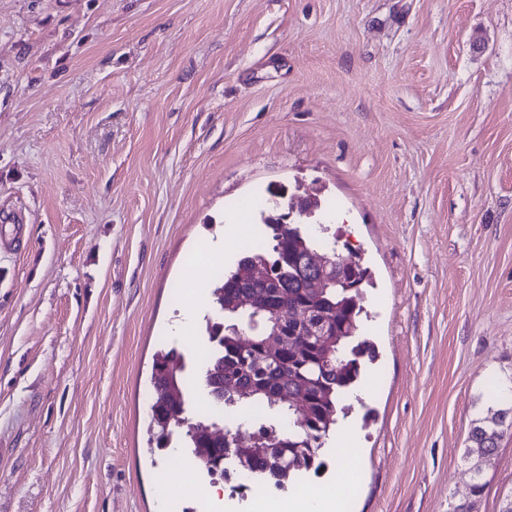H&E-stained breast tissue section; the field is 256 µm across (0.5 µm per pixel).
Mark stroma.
Here are the masks:
<instances>
[{"instance_id": "stroma-1", "label": "stroma", "mask_w": 512, "mask_h": 512, "mask_svg": "<svg viewBox=\"0 0 512 512\" xmlns=\"http://www.w3.org/2000/svg\"><path fill=\"white\" fill-rule=\"evenodd\" d=\"M374 285L349 512H448L512 379V0H0V512H254L146 426L276 185ZM225 237L223 263L200 265ZM473 512L512 495V430ZM289 212L286 214V219H290L294 213H297L300 218H312L315 216L318 208L315 204V195L309 193L306 195L293 194L289 202H287ZM190 284L192 288L198 289V301L188 305L182 310V316L172 327V333L175 336H181L185 332L186 328L192 324L201 309V299L204 296L202 288H206L205 284L200 281L196 274H191Z\"/></svg>"}]
</instances>
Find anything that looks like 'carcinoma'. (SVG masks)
<instances>
[{
    "instance_id": "carcinoma-1",
    "label": "carcinoma",
    "mask_w": 512,
    "mask_h": 512,
    "mask_svg": "<svg viewBox=\"0 0 512 512\" xmlns=\"http://www.w3.org/2000/svg\"><path fill=\"white\" fill-rule=\"evenodd\" d=\"M262 234L271 248L248 247L221 275L222 285L213 291L212 316L205 332L212 343L203 378L207 393L221 392L224 402L210 399L209 416L192 421L187 416V397L193 387L182 353L161 349L151 374L149 429L155 448L169 447L177 440L195 458L199 449H210L204 462L208 472L229 478L247 473L257 483L283 488L290 481L324 466L319 450L322 438L345 410L343 402L357 382L361 358L376 359L374 345L358 341L359 316L364 312L363 287L367 269L344 271L342 281L320 291L311 287L308 270L316 255H334L336 244L314 237L302 224H283L275 212L261 215ZM261 265L259 278L241 276L248 266ZM248 300L258 308L281 313L277 337L279 354H268L267 314L251 309L235 312L230 306ZM246 331H236L239 319ZM328 325V335H316L318 325ZM336 341L337 354L326 357L328 341ZM242 402L274 419L251 427L248 438L224 426L220 412ZM512 428V397L503 398L491 415L474 421L466 450L473 479V500L450 504L449 512H472L474 498L485 487L486 463L498 450L500 427ZM244 441L255 442L251 454L240 458L225 454V448Z\"/></svg>"
}]
</instances>
